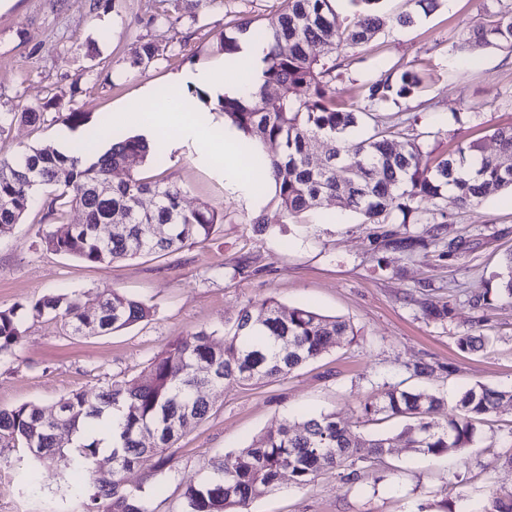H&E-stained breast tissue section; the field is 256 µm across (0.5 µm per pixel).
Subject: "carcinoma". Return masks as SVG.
Instances as JSON below:
<instances>
[{
  "label": "carcinoma",
  "mask_w": 512,
  "mask_h": 512,
  "mask_svg": "<svg viewBox=\"0 0 512 512\" xmlns=\"http://www.w3.org/2000/svg\"><path fill=\"white\" fill-rule=\"evenodd\" d=\"M349 22L336 25L330 0H287V6L256 32L269 39L264 58V83L259 91L224 98V118L244 138L259 143L265 154L260 166L273 181L280 218L291 220L325 197L341 199L363 224L402 223L419 217L420 204L442 202L439 215L448 219V191L455 203L472 207L505 189L512 173L498 162L512 155V125L496 129L489 141H461L445 156H432L414 140L397 148L391 127L375 108L414 95L420 74L407 69L381 74L367 86L363 108L336 104L326 76L327 65L311 47L333 52L371 39L384 25L380 0H350ZM512 47V10L476 26L464 44ZM374 122V133L349 141L352 130ZM109 148L93 153L84 140L68 153L30 148L14 159L0 158V233L20 223L36 191L56 186L49 215L60 228L41 236L42 246L55 254L88 264L114 262L142 255L163 256L189 244L204 243L224 216L208 206L187 210L182 190L172 184L131 176L110 184L112 171L135 158L160 161V150L140 136L108 132ZM322 140L320 154L309 143ZM347 177L336 178V163ZM152 208L141 206L145 195ZM84 214L81 224H63L66 210ZM112 226L105 234L102 228ZM502 299L512 301V253L498 273ZM93 309L94 316L88 315ZM153 316L152 308L126 293L109 288L95 295L45 294L9 309H0V360L15 355L24 319H60L74 336H93L128 328ZM353 329L336 316L306 308L287 312L272 297L244 308L224 339L205 329L173 341L151 358L141 381H112L95 394L75 391L51 407L21 404L0 409V448L22 445L43 468L57 453L72 448L77 470L97 472L101 461L112 462L111 479L95 482L97 491L73 488L74 512H151L141 485L130 476L147 457L158 458L156 469L168 464V450L206 420L213 402L202 392L224 384L284 378L317 359L336 337ZM512 403V389L476 384L460 394L453 409L441 397L389 385L376 401L363 405L368 422L401 418L398 437L424 454L474 445L478 425L503 405ZM391 448L387 433L366 435L320 413L296 425L288 420L245 448L216 457L208 474L182 493L184 512H249L261 487L272 485L283 472L305 487L323 470L353 467L379 458Z\"/></svg>",
  "instance_id": "carcinoma-1"
}]
</instances>
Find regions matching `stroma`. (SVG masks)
Segmentation results:
<instances>
[{"label":"stroma","mask_w":512,"mask_h":512,"mask_svg":"<svg viewBox=\"0 0 512 512\" xmlns=\"http://www.w3.org/2000/svg\"><path fill=\"white\" fill-rule=\"evenodd\" d=\"M284 0H15L0 11V113L42 106L45 120L0 126V156L28 148L60 149L61 112L91 120L114 117L140 101L147 87H164L178 72L223 61L222 35L237 22L262 29ZM512 9V0H439L416 13L412 0H382L388 17L416 14L409 27L385 25L373 38L336 52V97L364 106L366 83L393 69L423 76L417 97L383 107L397 125L395 142L418 141L435 153L459 141L482 140L512 124V49H461L473 25ZM158 46L138 63L142 44ZM137 175L179 186L182 205L207 204L223 213L209 241L165 255L87 264L50 253L40 236L49 219L50 189L37 191L26 218L0 234V309L48 293L96 294L117 288L154 314L105 335L71 336L61 322L23 326L13 361L0 363V408L52 405L74 391L94 392L110 381L138 380L151 358L176 338L202 328L227 332L249 302L275 298L350 323L319 358L287 377L212 392L208 419L172 448L165 474L144 461L133 479L151 512H183L186 484L206 474L217 456L238 451L284 418L320 412L363 432H394L400 420L367 423L361 406L384 386L416 388L455 403L471 386H512V302L495 299V274L512 250V192L481 204L448 207V221L365 224L335 198L297 220L274 221L275 188L248 196L221 171L187 150L162 163L113 171V182ZM270 217L258 226V214ZM413 236L410 250L393 249L391 235ZM246 274H237V267ZM449 303L452 316L428 319L423 304ZM489 336L479 352L461 351L459 336ZM430 371L417 375L415 365ZM512 444V405L480 426L466 451L430 456L394 441L389 452L347 479L346 468L298 488L289 476L261 490L249 512H484L494 494L512 492V467L499 454ZM71 467L64 452L52 474L24 449L0 450V512H73L75 500L58 478Z\"/></svg>","instance_id":"35a3bbf8"}]
</instances>
